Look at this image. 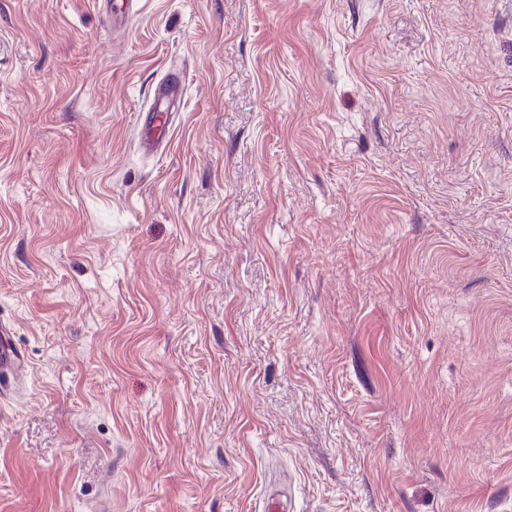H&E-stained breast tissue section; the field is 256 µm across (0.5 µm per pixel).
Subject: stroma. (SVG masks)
<instances>
[{
  "label": "stroma",
  "instance_id": "35a3bbf8",
  "mask_svg": "<svg viewBox=\"0 0 512 512\" xmlns=\"http://www.w3.org/2000/svg\"><path fill=\"white\" fill-rule=\"evenodd\" d=\"M105 9L0 0V512H512V0ZM183 85L177 75L169 76L156 90L157 104L147 113L146 120L151 124V133L146 134L149 145L161 143L169 126L168 112L182 96ZM22 366V359L18 353L4 352L0 355V382L2 394L11 380L19 377Z\"/></svg>",
  "mask_w": 512,
  "mask_h": 512
}]
</instances>
